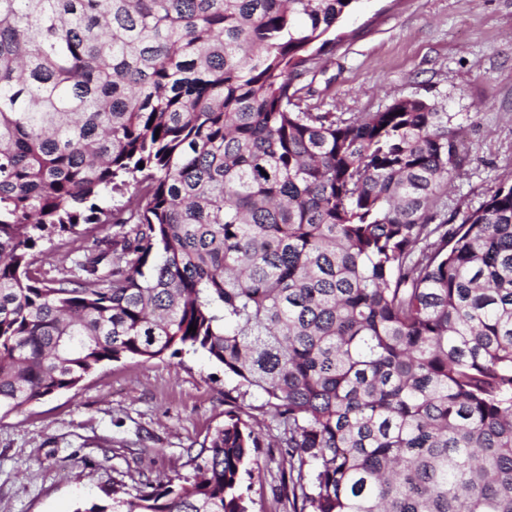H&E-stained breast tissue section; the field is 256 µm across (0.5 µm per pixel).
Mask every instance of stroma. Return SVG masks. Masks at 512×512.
I'll list each match as a JSON object with an SVG mask.
<instances>
[{"mask_svg":"<svg viewBox=\"0 0 512 512\" xmlns=\"http://www.w3.org/2000/svg\"><path fill=\"white\" fill-rule=\"evenodd\" d=\"M340 29L297 81L303 107L350 118L402 97L436 103L464 157L448 207L479 208L512 173V0H359ZM236 384L200 354L126 358L0 416V512H75L115 484L193 478L230 393L263 443L250 512H287L276 423L261 392Z\"/></svg>","mask_w":512,"mask_h":512,"instance_id":"35a3bbf8","label":"stroma"}]
</instances>
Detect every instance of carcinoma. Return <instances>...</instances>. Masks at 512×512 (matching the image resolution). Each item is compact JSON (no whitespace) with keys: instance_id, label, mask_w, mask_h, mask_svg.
<instances>
[{"instance_id":"carcinoma-1","label":"carcinoma","mask_w":512,"mask_h":512,"mask_svg":"<svg viewBox=\"0 0 512 512\" xmlns=\"http://www.w3.org/2000/svg\"><path fill=\"white\" fill-rule=\"evenodd\" d=\"M356 2L0 0V411L201 352L293 512H512V180L457 224L437 104L302 108ZM81 224L119 231L46 267ZM260 447L233 406L193 481L76 512H248ZM81 235H64L62 237L54 236L51 241H44L41 249L51 254L53 259H66L68 264L72 251L76 248L82 239Z\"/></svg>"}]
</instances>
